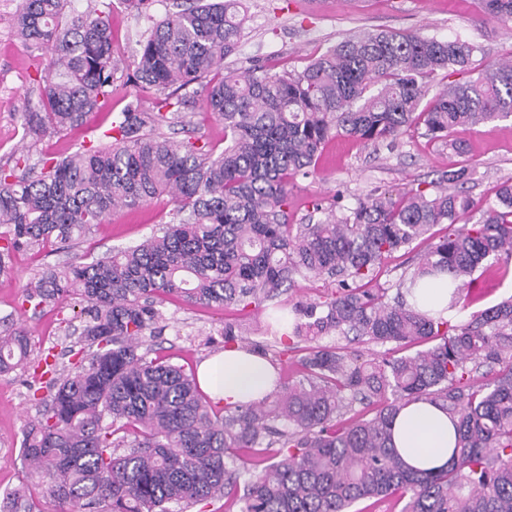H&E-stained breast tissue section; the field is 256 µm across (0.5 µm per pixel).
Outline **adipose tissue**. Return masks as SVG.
<instances>
[{"mask_svg": "<svg viewBox=\"0 0 512 512\" xmlns=\"http://www.w3.org/2000/svg\"><path fill=\"white\" fill-rule=\"evenodd\" d=\"M196 377L213 402L235 406L262 401L274 389L276 372L266 358L229 347L201 361ZM393 443L408 465L439 469L447 465L452 454L455 428L438 406L418 401L396 416Z\"/></svg>", "mask_w": 512, "mask_h": 512, "instance_id": "ef3b65f1", "label": "adipose tissue"}]
</instances>
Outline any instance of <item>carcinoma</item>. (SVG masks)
I'll list each match as a JSON object with an SVG mask.
<instances>
[{
  "label": "carcinoma",
  "mask_w": 512,
  "mask_h": 512,
  "mask_svg": "<svg viewBox=\"0 0 512 512\" xmlns=\"http://www.w3.org/2000/svg\"><path fill=\"white\" fill-rule=\"evenodd\" d=\"M148 22L128 76L154 100L130 102L103 133L108 142L64 157L0 168V277L18 250L69 243L168 194L171 219L112 255L42 273L22 303L36 312L69 297L90 304L56 376L42 358L50 398L28 385L39 417L23 432L28 482L0 494V512H36L34 486L59 512H179L227 498L238 512H348L356 502L396 496L402 512H512V299L465 322L433 316L407 300L419 283L448 277V311L469 304L473 275L488 259L512 261V183H502L478 221L464 191L469 165L396 195L352 207L316 200L304 224L290 223L289 180L307 177L337 137L393 145L410 130L442 140L512 115V60L423 102L439 73L469 69L481 47L462 38L375 30L346 37L297 73L224 69L239 43L243 0H172L160 18L151 0H118ZM512 24V0H483ZM67 0H20L16 36L50 50L41 63L37 108L24 134H60L112 100L119 63L113 0L66 13ZM205 84L206 105L224 125V150L159 129L186 126ZM443 226V235H429ZM428 242L420 262L389 289L372 285L385 259ZM331 281L298 300L286 325L267 332L298 349L304 381L277 378L275 400L214 410L196 378L149 357L166 296L214 308L259 306L288 292L295 276ZM324 336L336 344H319ZM399 357L370 360L354 344L394 343ZM30 339L0 336V373L27 365ZM496 369L488 383L481 367ZM427 401L448 414L457 439L448 465L407 466L392 444L401 407Z\"/></svg>",
  "instance_id": "1"
}]
</instances>
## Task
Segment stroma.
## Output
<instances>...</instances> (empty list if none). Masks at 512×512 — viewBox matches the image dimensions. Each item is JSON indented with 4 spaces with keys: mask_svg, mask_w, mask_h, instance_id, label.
I'll list each match as a JSON object with an SVG mask.
<instances>
[{
    "mask_svg": "<svg viewBox=\"0 0 512 512\" xmlns=\"http://www.w3.org/2000/svg\"><path fill=\"white\" fill-rule=\"evenodd\" d=\"M19 3L0 0V167L4 168L23 156L35 162L41 155L59 156L96 140L137 96L136 87L125 84L113 97L111 110L91 114L83 127L67 136L37 144L25 137L21 114L38 103L40 73L38 54L13 33ZM245 9L243 37L236 53L224 61L228 68L259 64L275 72L299 71L341 39L377 29L461 36L482 47L474 63L478 70L512 58V28L488 16L481 0H245ZM461 138L467 145L463 156L416 133L400 136L391 148L336 138L328 143L311 175L292 181V219L301 223L313 200L330 203L338 199L352 205L374 192L396 193L431 181L460 162L474 169L466 190L477 205L472 216L480 218V205L493 198L500 183L512 180V118L475 126ZM172 207L164 195L135 210L116 209L107 223L67 251L15 252L10 278L0 279V331L23 332L30 336L34 351L54 349L59 369H70L66 349L75 343L87 317L86 302L73 298L35 314L21 306L27 285L47 269L76 260L88 262L139 242L169 221ZM476 291V298L458 313V320H468L471 314L511 296L512 267L503 271L498 263H489L487 272L478 278ZM161 310L166 326L147 345L156 356L190 374L203 359L223 351L225 324L239 325L243 344L270 343L263 333V323L271 313L267 307L243 312L214 310L169 297ZM30 380L31 372L24 368L0 374V492L21 485L28 473L20 443L24 429L38 416L37 407L27 397Z\"/></svg>",
    "mask_w": 512,
    "mask_h": 512,
    "instance_id": "35a3bbf8",
    "label": "stroma"
}]
</instances>
